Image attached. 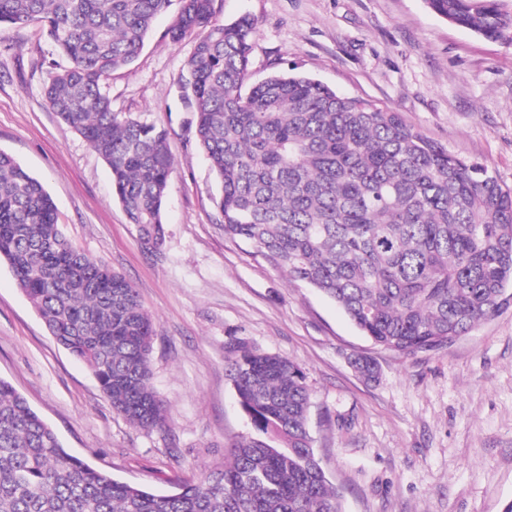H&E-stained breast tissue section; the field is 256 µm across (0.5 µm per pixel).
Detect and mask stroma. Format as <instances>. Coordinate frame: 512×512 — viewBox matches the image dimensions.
Returning a JSON list of instances; mask_svg holds the SVG:
<instances>
[{
    "instance_id": "obj_1",
    "label": "stroma",
    "mask_w": 512,
    "mask_h": 512,
    "mask_svg": "<svg viewBox=\"0 0 512 512\" xmlns=\"http://www.w3.org/2000/svg\"><path fill=\"white\" fill-rule=\"evenodd\" d=\"M178 10L158 17L138 59L104 84L113 111L169 133L175 166L156 247L128 222L102 158L46 104L47 73L67 59L39 24L0 25V151L42 182L72 246L124 276L153 317L151 383L169 428L113 410L3 261L0 378L72 455L171 490L223 468L226 448L253 432L225 373V348L240 340L303 369L314 452L344 512H502L512 501V304L447 348L403 357L225 238L220 183L182 92L194 40L167 35ZM214 10L223 22L254 18L251 82L293 69L389 107L512 188V42L461 29L423 0H214ZM357 354L375 360L377 381L355 371Z\"/></svg>"
}]
</instances>
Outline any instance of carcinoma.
Segmentation results:
<instances>
[{
    "label": "carcinoma",
    "instance_id": "1",
    "mask_svg": "<svg viewBox=\"0 0 512 512\" xmlns=\"http://www.w3.org/2000/svg\"><path fill=\"white\" fill-rule=\"evenodd\" d=\"M171 0H0V23H38L70 61L46 103L105 161L114 195L147 245L164 236L174 161L168 132L112 111L104 82L140 55ZM171 41L197 35L183 89L195 140L221 183L224 236L250 244L291 283L334 300L374 345L437 351L496 315L512 288V189L480 163L424 138L399 113L309 76L249 86L248 15L215 19L213 0H180ZM446 21L512 42L507 0H424ZM57 343L83 362L112 409L161 429L151 386L155 325L130 283L75 250L40 181L0 151V261ZM226 375L255 435L220 471L158 492L69 454L0 378V512H343L307 427L301 367L235 341ZM367 381L377 364L358 357Z\"/></svg>",
    "mask_w": 512,
    "mask_h": 512
}]
</instances>
